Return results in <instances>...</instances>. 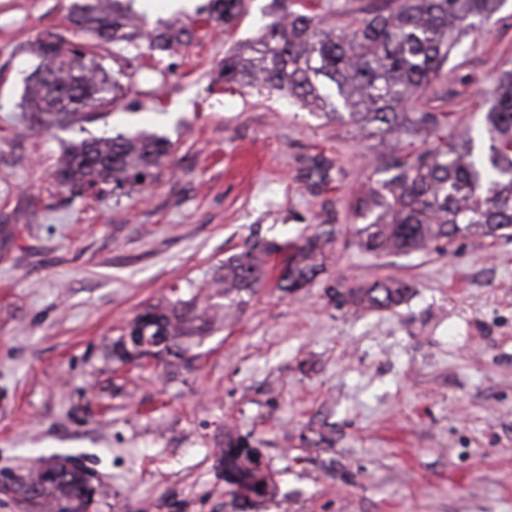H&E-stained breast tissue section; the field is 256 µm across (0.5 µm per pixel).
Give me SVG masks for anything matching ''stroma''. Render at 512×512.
Instances as JSON below:
<instances>
[{"mask_svg":"<svg viewBox=\"0 0 512 512\" xmlns=\"http://www.w3.org/2000/svg\"><path fill=\"white\" fill-rule=\"evenodd\" d=\"M74 0H0V512L35 459L69 461L98 492L86 512H512V236L473 234L372 255L348 202L378 180L352 126L278 92L231 89L228 50L258 36L273 0H248L232 30L207 0L135 12L142 32L174 22L191 44L169 56L101 45L124 87L79 126L31 127L23 110L32 46L72 37ZM447 77L449 139L479 135L512 68V0L470 30ZM146 131L173 145L152 182L77 194L55 163L69 142ZM339 160L321 184L316 156ZM328 231L325 271L283 294L275 271L241 293L191 366L142 370L112 343L143 308L208 294L249 241L300 244ZM393 276L412 291L388 309L343 303ZM274 475L266 498L233 497L217 466L225 434Z\"/></svg>","mask_w":512,"mask_h":512,"instance_id":"35a3bbf8","label":"stroma"}]
</instances>
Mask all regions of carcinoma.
Segmentation results:
<instances>
[{
	"label": "carcinoma",
	"instance_id": "carcinoma-1",
	"mask_svg": "<svg viewBox=\"0 0 512 512\" xmlns=\"http://www.w3.org/2000/svg\"><path fill=\"white\" fill-rule=\"evenodd\" d=\"M246 0H209L208 20L232 29ZM283 12L243 49L224 54L222 77L228 85L263 87L283 93L329 119L354 126L385 149L375 156L385 177L363 187L349 202L366 219L356 229L358 245L370 253L424 249L453 241L471 229L489 237L512 227V70L498 79L494 102L486 113L478 149L466 133L448 141L443 132L453 113L433 107L411 108L444 74L452 53L475 23L489 24L505 0H368L352 24L323 26L320 0H278ZM75 31L82 43L61 33L38 39L40 59L26 87L31 126L66 125L88 118L116 102L123 87L95 61L86 42L136 45L143 37L120 0H86L79 7ZM188 27L163 25L148 34L153 51L168 54L192 39ZM435 136L425 148L415 137ZM172 154L171 143L153 134H118L70 143L56 166L60 184L73 189L134 187L150 181ZM330 238L312 234L292 247L277 279V288L292 293L323 269ZM280 246L254 241L224 260V275L214 279L213 296L228 298L257 288L268 274L267 258ZM410 285L395 278L350 288L347 299L363 308L399 304ZM223 303L202 304L198 296L180 294L148 305L128 326L127 335L145 338L112 344V359L138 367L190 365L194 350L215 329ZM248 442L229 433L218 456L225 483L249 491L235 497L267 495L274 481L255 482L247 458L233 454ZM56 476L32 467L11 492L61 505L64 512H85L92 496L84 472L66 462L54 465Z\"/></svg>",
	"mask_w": 512,
	"mask_h": 512
}]
</instances>
